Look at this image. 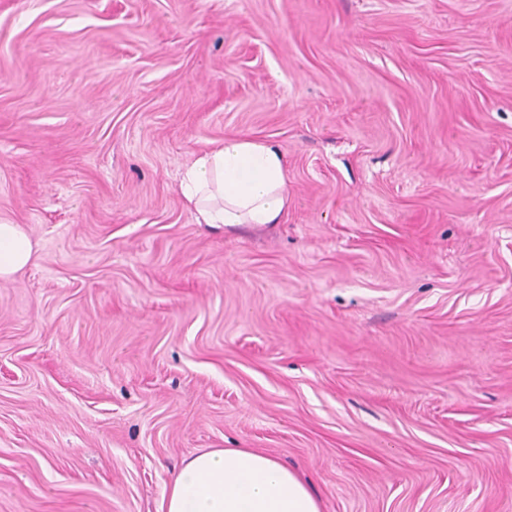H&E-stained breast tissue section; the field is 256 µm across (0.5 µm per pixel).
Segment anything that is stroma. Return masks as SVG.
I'll list each match as a JSON object with an SVG mask.
<instances>
[{"instance_id":"stroma-1","label":"stroma","mask_w":512,"mask_h":512,"mask_svg":"<svg viewBox=\"0 0 512 512\" xmlns=\"http://www.w3.org/2000/svg\"><path fill=\"white\" fill-rule=\"evenodd\" d=\"M276 143L275 224L179 175ZM0 512L255 448L323 512H512V0H0ZM28 234L18 224L0 223V279H9L32 260Z\"/></svg>"}]
</instances>
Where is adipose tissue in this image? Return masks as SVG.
<instances>
[{"mask_svg": "<svg viewBox=\"0 0 512 512\" xmlns=\"http://www.w3.org/2000/svg\"><path fill=\"white\" fill-rule=\"evenodd\" d=\"M181 193L200 224L261 227L278 223L288 207L284 153L272 142L225 137L186 169ZM28 234L0 223V279L32 260ZM162 512H321L305 482L270 454L214 448L183 459L162 501Z\"/></svg>", "mask_w": 512, "mask_h": 512, "instance_id": "1", "label": "adipose tissue"}]
</instances>
